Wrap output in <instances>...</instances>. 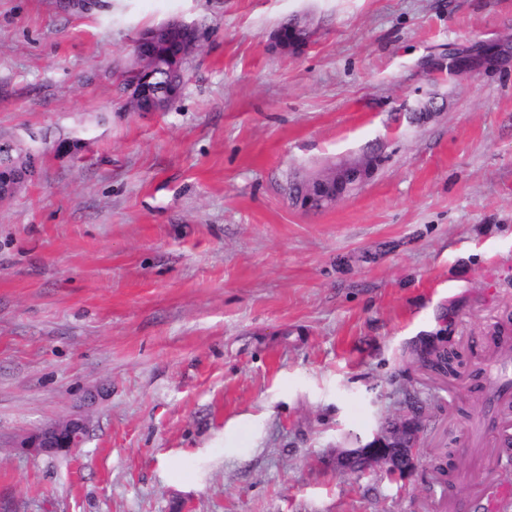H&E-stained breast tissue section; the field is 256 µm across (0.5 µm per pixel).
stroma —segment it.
<instances>
[{
  "instance_id": "stroma-1",
  "label": "stroma",
  "mask_w": 512,
  "mask_h": 512,
  "mask_svg": "<svg viewBox=\"0 0 512 512\" xmlns=\"http://www.w3.org/2000/svg\"><path fill=\"white\" fill-rule=\"evenodd\" d=\"M287 17L304 54L274 45ZM171 19L201 33L183 93L130 111L133 40ZM510 40L512 0H0V139L45 138L0 200V506L457 512L512 482L466 435L470 374L512 336V60L429 69ZM372 154L331 208L285 191ZM441 332L466 354L450 384L414 364ZM410 391L419 468L337 470ZM77 411L83 447L20 449ZM445 448L462 494L432 481ZM489 46L476 42L462 48H455L448 52L444 60L431 64L432 70H448L449 75H458L467 73L479 68H492L499 65L505 55H497ZM467 58L472 64V68H466L461 65V60Z\"/></svg>"
}]
</instances>
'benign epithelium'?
Wrapping results in <instances>:
<instances>
[{
  "mask_svg": "<svg viewBox=\"0 0 512 512\" xmlns=\"http://www.w3.org/2000/svg\"><path fill=\"white\" fill-rule=\"evenodd\" d=\"M189 26L184 20L172 19L155 27L147 38L155 43H162L173 33ZM275 44L283 51L300 54L304 52L309 43V33L294 29L290 38L283 39L280 32L274 34ZM468 59L472 69L492 68L499 65L503 56L495 54L488 46L476 42L449 52L441 61L431 64V69L448 71L450 75L469 72L461 65L462 59ZM153 73L146 70L142 73L140 81L131 84L125 95L145 97L152 95ZM376 164V159L370 158L352 166L338 169L334 174L320 179L317 178L308 185L293 193L295 202L303 207H329L343 198L356 186L360 185L370 175ZM35 175V169L28 171H14L4 180L0 181V191L16 192L24 181ZM89 421L81 414H74L63 420L43 426L25 436L19 447L29 451L47 455L68 454L81 447L89 434ZM419 434H414L406 440L396 436L379 432L372 440L357 448L342 452L345 457L363 456L374 468H379L389 476L403 472L411 474L419 464Z\"/></svg>",
  "mask_w": 512,
  "mask_h": 512,
  "instance_id": "benign-epithelium-1",
  "label": "benign epithelium"
}]
</instances>
